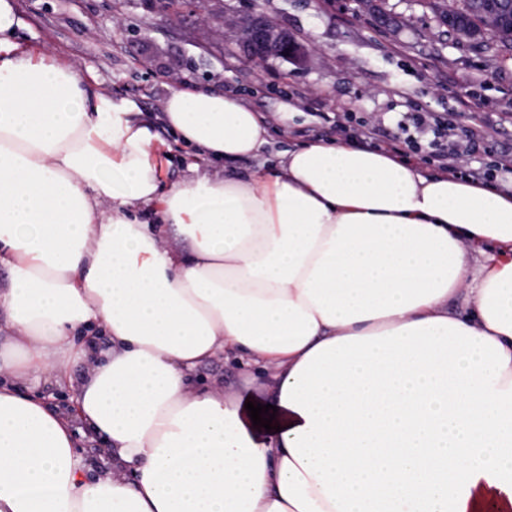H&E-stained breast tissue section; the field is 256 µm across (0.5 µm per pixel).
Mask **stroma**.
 I'll list each match as a JSON object with an SVG mask.
<instances>
[{
  "label": "stroma",
  "instance_id": "1",
  "mask_svg": "<svg viewBox=\"0 0 512 512\" xmlns=\"http://www.w3.org/2000/svg\"><path fill=\"white\" fill-rule=\"evenodd\" d=\"M18 39L79 68L87 105L98 92L159 112L171 89L214 88L242 97L269 121L271 147L283 150L323 134L322 117L352 115L398 140L416 112L448 121L456 138H476L472 166L512 151V47L486 35L454 40L423 0H265L267 16L311 52L305 67L254 61L224 34V23L255 0H201L171 8L164 0H9ZM391 17L379 22L378 13ZM470 109H463L461 98ZM154 161L164 181L189 177L193 156L171 151L158 130ZM407 157L413 143L398 140Z\"/></svg>",
  "mask_w": 512,
  "mask_h": 512
}]
</instances>
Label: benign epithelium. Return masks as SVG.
<instances>
[{
    "instance_id": "obj_1",
    "label": "benign epithelium",
    "mask_w": 512,
    "mask_h": 512,
    "mask_svg": "<svg viewBox=\"0 0 512 512\" xmlns=\"http://www.w3.org/2000/svg\"><path fill=\"white\" fill-rule=\"evenodd\" d=\"M480 13L484 14V25L475 26L470 19L448 11L441 22L448 25L457 39L476 43L484 35V29L502 28L512 33V14L501 0H485L479 5ZM238 42L249 56L254 58H280L298 67L308 62V54L287 31L275 25L264 13L263 9L238 18L232 24Z\"/></svg>"
}]
</instances>
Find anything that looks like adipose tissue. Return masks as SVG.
Listing matches in <instances>:
<instances>
[{
  "mask_svg": "<svg viewBox=\"0 0 512 512\" xmlns=\"http://www.w3.org/2000/svg\"><path fill=\"white\" fill-rule=\"evenodd\" d=\"M13 26L0 0V512H512V197L351 143L228 173L262 113L85 109ZM159 125L207 173L163 182ZM218 358L239 385L196 387Z\"/></svg>",
  "mask_w": 512,
  "mask_h": 512,
  "instance_id": "1",
  "label": "adipose tissue"
}]
</instances>
